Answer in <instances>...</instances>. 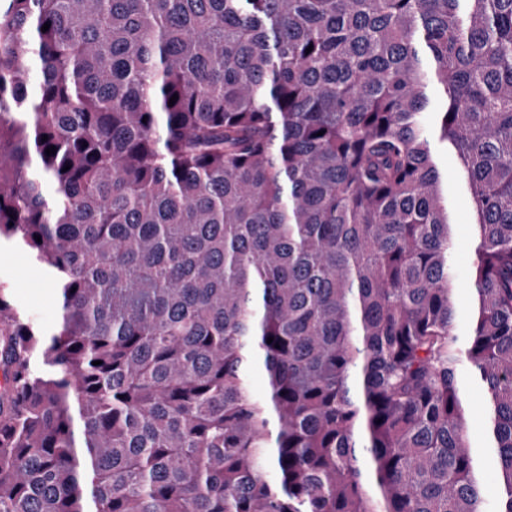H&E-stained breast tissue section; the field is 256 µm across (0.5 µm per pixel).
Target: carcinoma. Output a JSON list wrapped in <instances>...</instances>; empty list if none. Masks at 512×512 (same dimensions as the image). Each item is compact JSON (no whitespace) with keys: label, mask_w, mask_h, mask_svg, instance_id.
I'll return each mask as SVG.
<instances>
[{"label":"carcinoma","mask_w":512,"mask_h":512,"mask_svg":"<svg viewBox=\"0 0 512 512\" xmlns=\"http://www.w3.org/2000/svg\"><path fill=\"white\" fill-rule=\"evenodd\" d=\"M2 240L0 512H512V0H0ZM435 157L439 169L448 176V194L453 200L458 224L451 264L455 274L456 324L462 330L469 315L471 304L469 273L474 261L470 225L472 206L469 195L462 189L459 174L460 166L454 152L450 149L446 150L443 144H437ZM0 281L8 283L15 302L44 329L51 331L60 320L55 289L28 256L8 243L1 245ZM469 405L472 417L468 429V441L473 448L484 449L488 447L487 435L484 426V403L480 390L471 385L468 391Z\"/></svg>","instance_id":"obj_1"}]
</instances>
